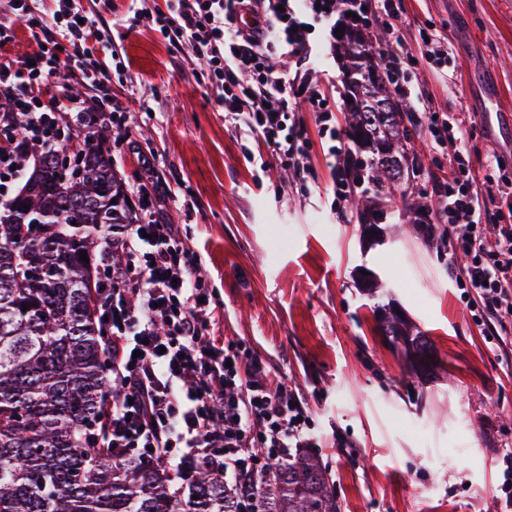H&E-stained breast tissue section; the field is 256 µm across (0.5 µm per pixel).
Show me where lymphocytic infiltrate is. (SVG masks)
<instances>
[{"mask_svg": "<svg viewBox=\"0 0 512 512\" xmlns=\"http://www.w3.org/2000/svg\"><path fill=\"white\" fill-rule=\"evenodd\" d=\"M9 2L13 15L28 22L36 49L26 59L0 60L2 188L20 179L16 164L32 148L63 150V131L84 133L112 109L110 68L102 59L109 47L97 22L73 6L34 21L30 0ZM355 9L354 0H165L153 21L175 48L191 49L201 62L225 123L297 176L307 169L309 137L290 112L296 106L314 112L342 198L341 166L350 149L331 124L329 97L310 77L279 69L277 60L303 63L310 56L308 29L331 26L337 14ZM243 15L250 28L237 25ZM419 35L425 40L422 57L392 50L384 57L397 95H410L408 74L420 61L444 54L430 29ZM62 74L95 87V96L75 99L63 92L43 100V85ZM424 115L425 138L448 160V179L429 210L452 242L458 285L475 292L477 312L512 315V224L503 223L495 196L482 200L472 192L470 159L455 146L462 119L429 107ZM130 194L139 202L137 223L114 234L99 231L104 260L98 329L111 356L108 374L121 390L107 405L100 447L116 456L135 450L166 467L205 452L223 462L233 482L258 478L293 449L312 447L311 418L298 393L272 384L246 349L206 337L213 309L196 255L176 225L156 218L155 198L137 187ZM489 226L494 236H487Z\"/></svg>", "mask_w": 512, "mask_h": 512, "instance_id": "obj_1", "label": "lymphocytic infiltrate"}]
</instances>
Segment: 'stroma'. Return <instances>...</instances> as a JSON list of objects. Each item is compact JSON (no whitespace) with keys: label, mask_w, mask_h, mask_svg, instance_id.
Segmentation results:
<instances>
[{"label":"stroma","mask_w":512,"mask_h":512,"mask_svg":"<svg viewBox=\"0 0 512 512\" xmlns=\"http://www.w3.org/2000/svg\"><path fill=\"white\" fill-rule=\"evenodd\" d=\"M110 30L121 65L112 104L124 113L108 147L127 187L158 196L160 219L176 225L201 259L212 291L211 336L258 355L276 384L296 390L314 421L315 453L337 512H502L503 456L512 449V333L489 339L471 297L448 272L451 246L418 235L401 200L384 244L364 237L353 202L336 199L312 113L298 109L312 147L303 177L254 157L260 144L224 124L215 94L189 49H174L151 16L163 0H79ZM395 20L369 13L392 47L420 57L419 30L433 25L445 67L425 62L403 106L423 123V102L464 113V146L481 178H512V0H392ZM143 15L135 27L133 9ZM310 73L335 86L333 117L346 130L350 82L340 45L311 34ZM420 166L406 190L431 196L447 168L416 135ZM374 271L389 298L434 342L435 376L421 382L385 345L359 286Z\"/></svg>","instance_id":"stroma-1"}]
</instances>
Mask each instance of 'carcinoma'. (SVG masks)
<instances>
[{
  "mask_svg": "<svg viewBox=\"0 0 512 512\" xmlns=\"http://www.w3.org/2000/svg\"><path fill=\"white\" fill-rule=\"evenodd\" d=\"M344 37L360 76L352 83L348 128L371 185L354 205L375 227L387 217L391 189L404 180L415 131L375 65L361 62L372 32L346 29ZM111 139L105 127L88 133L65 178L58 176L68 162L65 150L40 153L32 167L20 158L22 185L0 204V512H236L242 489L225 481L215 461L173 474L95 446L104 406L119 392L107 377L110 354L92 307L98 232L133 220L111 154L100 146ZM72 209L82 224H68ZM28 215L42 221L38 244L19 231ZM378 287L376 274L364 277L389 344L434 350L424 332L380 302ZM261 482L267 486L258 497L261 512H336L327 473L310 453L273 464Z\"/></svg>",
  "mask_w": 512,
  "mask_h": 512,
  "instance_id": "cac0c4a2",
  "label": "carcinoma"
}]
</instances>
